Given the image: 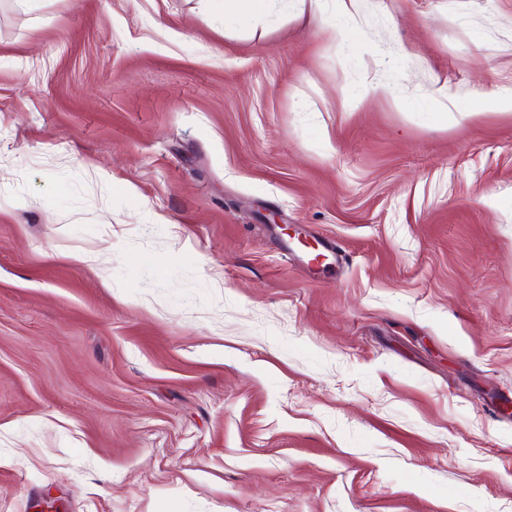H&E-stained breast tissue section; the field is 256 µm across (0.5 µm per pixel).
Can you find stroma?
Returning <instances> with one entry per match:
<instances>
[{"mask_svg": "<svg viewBox=\"0 0 512 512\" xmlns=\"http://www.w3.org/2000/svg\"><path fill=\"white\" fill-rule=\"evenodd\" d=\"M349 11L0 0V512H512V0Z\"/></svg>", "mask_w": 512, "mask_h": 512, "instance_id": "obj_1", "label": "stroma"}]
</instances>
